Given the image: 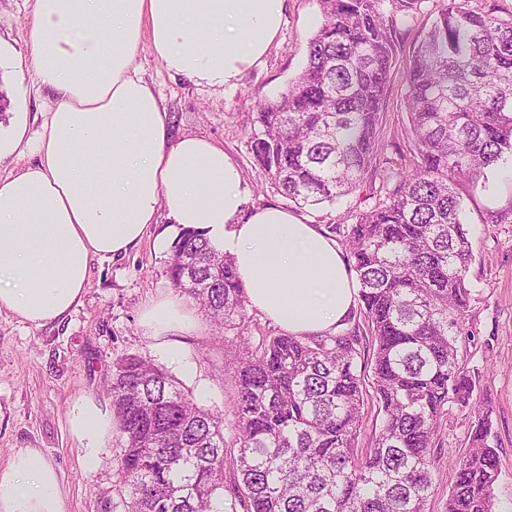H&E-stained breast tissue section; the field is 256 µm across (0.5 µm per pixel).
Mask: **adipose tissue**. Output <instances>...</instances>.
Wrapping results in <instances>:
<instances>
[{
  "label": "adipose tissue",
  "instance_id": "adipose-tissue-1",
  "mask_svg": "<svg viewBox=\"0 0 512 512\" xmlns=\"http://www.w3.org/2000/svg\"><path fill=\"white\" fill-rule=\"evenodd\" d=\"M288 0H34L29 66L53 105L36 161L0 175V309L40 327L80 301L96 258L126 255L165 222L202 231L230 254L250 305L295 336L336 327L355 302L341 250L278 206L245 214L247 190L223 146L174 135L140 72L142 47L167 72L234 85L280 33ZM184 298L166 292L140 325L157 347L195 329ZM70 433L94 466L112 439L111 407L76 398ZM0 512H68L57 467L39 450L0 468Z\"/></svg>",
  "mask_w": 512,
  "mask_h": 512
}]
</instances>
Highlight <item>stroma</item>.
Segmentation results:
<instances>
[{
  "label": "stroma",
  "mask_w": 512,
  "mask_h": 512,
  "mask_svg": "<svg viewBox=\"0 0 512 512\" xmlns=\"http://www.w3.org/2000/svg\"><path fill=\"white\" fill-rule=\"evenodd\" d=\"M441 5L442 0H423L416 18L399 26L395 34L396 59L381 133L384 155L396 164L408 149L405 72L415 45ZM32 7L33 0H0V78L6 79L13 100L12 113L0 115V122L19 119L29 138L39 131L51 105L28 65L26 37ZM321 21L317 0H288L280 34L262 64L224 88L173 79L149 50L141 52L145 79L168 114L178 118L175 134L207 137L235 158L248 191L246 211L268 205L285 208L289 201L266 182L256 164L241 113L246 104L275 100L297 77ZM461 193L462 222L469 231L473 261L465 319L472 338L461 345L459 355L475 383V398L492 411L499 460L496 512H512V167L488 170L481 185L463 187ZM385 196L377 176L365 179L349 196L299 210L298 215L323 229L350 224L357 213ZM162 230V225H152L149 236L127 256L94 262L84 295L64 322L36 328L10 312H0V467L17 449L41 450L60 472L69 512L126 510V493L117 475L123 448L120 434H113L90 469L67 422L76 397L106 398L119 358L138 354L150 359L201 405L221 411L229 420L235 400L231 375L240 343L257 347L282 332L251 307L244 322L221 331L201 310L196 329L179 339L178 357L157 348L143 335L138 320L149 300L172 289L170 255L154 245ZM469 433V418L450 410L440 429L443 460L436 470L438 490L428 502V512H445L454 478L448 461L466 451Z\"/></svg>",
  "instance_id": "35a3bbf8"
}]
</instances>
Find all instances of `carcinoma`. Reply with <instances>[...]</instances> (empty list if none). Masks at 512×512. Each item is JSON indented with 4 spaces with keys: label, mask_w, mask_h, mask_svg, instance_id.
I'll use <instances>...</instances> for the list:
<instances>
[{
    "label": "carcinoma",
    "mask_w": 512,
    "mask_h": 512,
    "mask_svg": "<svg viewBox=\"0 0 512 512\" xmlns=\"http://www.w3.org/2000/svg\"><path fill=\"white\" fill-rule=\"evenodd\" d=\"M323 21L307 61L274 102L247 107L254 159L289 201L313 206L376 176L398 21L421 0H318ZM404 107L408 163L382 175L393 189L353 224H330L359 284L371 338L380 426L361 450L366 344L355 316L334 335L242 344L236 405L224 417L163 368L129 355L108 396L124 439L126 512H427L448 410L471 420L452 461L445 512H496L499 476L490 409L473 398L459 343L472 289L460 187L512 160V9L500 0H448L414 47ZM173 286L219 326L244 318L233 258L183 230L168 264ZM227 472L232 497L224 498Z\"/></svg>",
    "instance_id": "carcinoma-1"
}]
</instances>
